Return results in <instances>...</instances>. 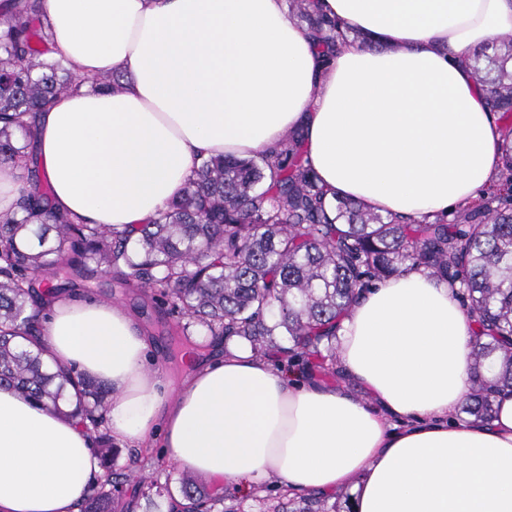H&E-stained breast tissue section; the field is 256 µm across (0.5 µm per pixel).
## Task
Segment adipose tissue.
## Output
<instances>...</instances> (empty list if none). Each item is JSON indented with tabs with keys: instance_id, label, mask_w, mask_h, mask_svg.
I'll list each match as a JSON object with an SVG mask.
<instances>
[{
	"instance_id": "obj_1",
	"label": "adipose tissue",
	"mask_w": 512,
	"mask_h": 512,
	"mask_svg": "<svg viewBox=\"0 0 512 512\" xmlns=\"http://www.w3.org/2000/svg\"><path fill=\"white\" fill-rule=\"evenodd\" d=\"M320 6L359 35L325 70L286 0H43L85 81L38 117L53 209L143 223L202 158L256 156L295 128L323 186L382 215L420 221L476 199L506 140L465 62L512 32V0ZM105 73L124 75L122 90L93 91ZM42 316L54 364L111 384L113 436L160 442L178 469L248 487L275 475L292 494L350 488L353 512H512V395L489 421L455 419L474 380L473 325L426 272L353 303L341 384L231 340L186 350L174 387L125 307L50 296ZM100 472L73 421L0 387V512H78Z\"/></svg>"
}]
</instances>
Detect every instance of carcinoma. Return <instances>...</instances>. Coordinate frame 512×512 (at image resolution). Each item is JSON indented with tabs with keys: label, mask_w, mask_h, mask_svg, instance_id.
<instances>
[{
	"label": "carcinoma",
	"mask_w": 512,
	"mask_h": 512,
	"mask_svg": "<svg viewBox=\"0 0 512 512\" xmlns=\"http://www.w3.org/2000/svg\"><path fill=\"white\" fill-rule=\"evenodd\" d=\"M288 8L323 62L349 42L348 27L317 0H288ZM500 42L506 55L487 54L483 66L477 55L470 66L512 134V34ZM55 50L41 0H0V160L23 182L16 209L0 213V386L88 433L103 475L80 512H134L135 501L126 499L130 480L154 512L161 500L169 512H219L224 505V488H202L188 473L179 477L178 503L154 473L115 468L118 449L107 426L112 389L75 367L48 366L40 292L63 294L102 273L149 295L175 319L178 337L236 336L256 354L337 376V333L353 301L402 270L422 269L466 300L478 381L463 410L479 421L494 416L498 397L512 393V147L497 181L475 201L421 222L331 200L309 165L302 132L293 131L256 159H203L184 193L145 224H84L53 210L33 152L37 114L82 86L50 58ZM91 86L123 88L115 74ZM339 508L337 500L309 494L291 500L287 512Z\"/></svg>",
	"instance_id": "carcinoma-1"
}]
</instances>
